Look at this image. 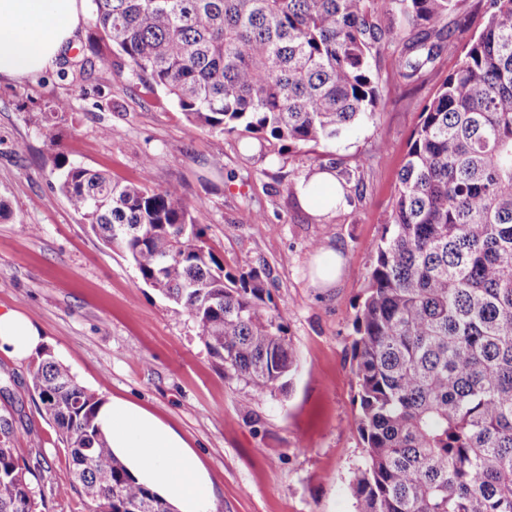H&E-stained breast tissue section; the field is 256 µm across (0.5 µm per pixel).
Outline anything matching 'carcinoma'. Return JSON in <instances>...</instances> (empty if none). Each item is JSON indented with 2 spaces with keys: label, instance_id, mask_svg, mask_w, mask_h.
<instances>
[{
  "label": "carcinoma",
  "instance_id": "1",
  "mask_svg": "<svg viewBox=\"0 0 512 512\" xmlns=\"http://www.w3.org/2000/svg\"><path fill=\"white\" fill-rule=\"evenodd\" d=\"M462 0H92L94 27L190 125L274 146H323L460 52L424 105L354 320L357 512H512V0L458 47ZM398 53L387 76L374 66ZM70 208L182 307L209 352L261 395L296 369L266 271L232 272L173 190L58 164ZM30 390L91 512H174L96 425L101 403L51 353ZM0 415V512H38L44 467Z\"/></svg>",
  "mask_w": 512,
  "mask_h": 512
}]
</instances>
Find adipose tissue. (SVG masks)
I'll return each instance as SVG.
<instances>
[{
    "label": "adipose tissue",
    "mask_w": 512,
    "mask_h": 512,
    "mask_svg": "<svg viewBox=\"0 0 512 512\" xmlns=\"http://www.w3.org/2000/svg\"><path fill=\"white\" fill-rule=\"evenodd\" d=\"M85 0H0V79L39 75L55 67L74 38ZM301 207L322 214L345 205L335 176L298 180ZM46 336L24 314L0 310V353L23 361L41 352ZM96 424L136 481L171 501L178 512H207L212 484L197 455L171 426L121 398L102 403Z\"/></svg>",
    "instance_id": "adipose-tissue-1"
}]
</instances>
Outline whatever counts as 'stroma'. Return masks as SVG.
I'll list each match as a JSON object with an SVG mask.
<instances>
[{"instance_id": "obj_1", "label": "stroma", "mask_w": 512, "mask_h": 512, "mask_svg": "<svg viewBox=\"0 0 512 512\" xmlns=\"http://www.w3.org/2000/svg\"><path fill=\"white\" fill-rule=\"evenodd\" d=\"M91 44L111 55V70L79 74L75 63ZM457 66L445 55L422 82L387 86L382 112L319 147L324 168L357 174L344 207L313 216L288 194L314 171L306 149L247 153L237 136L190 127L162 89L133 77L125 57L83 22L55 69L0 81V199L10 209L0 219V307L37 324L81 386L133 401L179 431L210 477L209 512H356L350 481L365 451L354 426V319L410 135ZM59 97L67 111H52ZM49 122L55 147L41 135ZM361 156L370 162L359 169ZM61 160L177 191L197 205L203 239L228 270L265 265L297 359L284 390L261 397L225 375L197 324L71 210L59 189ZM251 212L262 223L249 222ZM320 245L344 261L329 288L311 283ZM30 366L0 353V414L22 421L13 446L43 463L41 512H90L27 388Z\"/></svg>"}]
</instances>
